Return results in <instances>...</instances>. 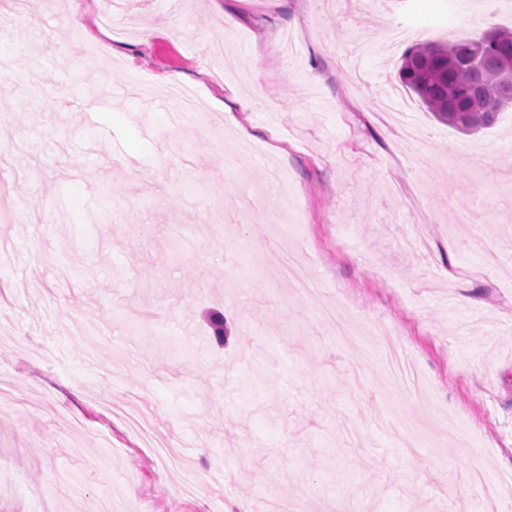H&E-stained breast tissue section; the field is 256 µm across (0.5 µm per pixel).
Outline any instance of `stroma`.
Here are the masks:
<instances>
[{
    "label": "stroma",
    "mask_w": 512,
    "mask_h": 512,
    "mask_svg": "<svg viewBox=\"0 0 512 512\" xmlns=\"http://www.w3.org/2000/svg\"><path fill=\"white\" fill-rule=\"evenodd\" d=\"M473 8L0 0V512H487L477 459L512 512V106L463 135L397 77L512 28Z\"/></svg>",
    "instance_id": "stroma-1"
}]
</instances>
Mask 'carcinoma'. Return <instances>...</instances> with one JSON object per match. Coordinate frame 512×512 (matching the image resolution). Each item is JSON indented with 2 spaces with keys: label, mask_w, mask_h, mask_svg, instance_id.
<instances>
[{
  "label": "carcinoma",
  "mask_w": 512,
  "mask_h": 512,
  "mask_svg": "<svg viewBox=\"0 0 512 512\" xmlns=\"http://www.w3.org/2000/svg\"><path fill=\"white\" fill-rule=\"evenodd\" d=\"M480 57V64L471 60ZM512 60V30H498L497 38L422 42L406 50L398 78L433 116L470 134L495 121L499 67Z\"/></svg>",
  "instance_id": "1"
}]
</instances>
